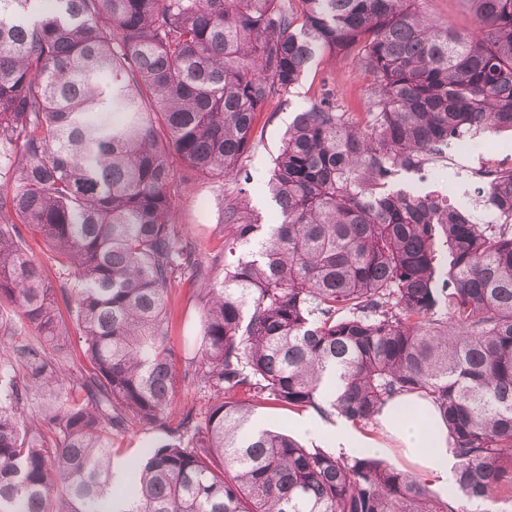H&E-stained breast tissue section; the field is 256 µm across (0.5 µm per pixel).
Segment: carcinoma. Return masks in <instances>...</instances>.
Here are the masks:
<instances>
[{
    "label": "carcinoma",
    "mask_w": 512,
    "mask_h": 512,
    "mask_svg": "<svg viewBox=\"0 0 512 512\" xmlns=\"http://www.w3.org/2000/svg\"><path fill=\"white\" fill-rule=\"evenodd\" d=\"M424 0H0V512H512V167L468 206L392 188L472 139L512 131V0H467L476 28ZM354 53L356 116L331 94L296 114L268 193L247 206L256 119L320 57ZM232 182L211 267L172 221L174 161ZM74 287L45 283L22 232ZM203 283L176 367L168 290ZM64 303L82 368L67 364ZM375 426L430 403L459 463L448 499L377 454L338 458L258 410ZM172 437L114 487L115 440ZM186 402L194 404L199 417L204 416L210 406L209 393L199 387H185L181 385L178 387L176 403L178 406Z\"/></svg>",
    "instance_id": "1"
}]
</instances>
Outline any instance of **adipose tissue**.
Here are the masks:
<instances>
[{
  "label": "adipose tissue",
  "mask_w": 512,
  "mask_h": 512,
  "mask_svg": "<svg viewBox=\"0 0 512 512\" xmlns=\"http://www.w3.org/2000/svg\"><path fill=\"white\" fill-rule=\"evenodd\" d=\"M327 434L336 447L349 453H378L390 443L402 448L406 457L418 463L432 486L443 493L458 463L443 421L431 405L412 396H399L388 404L379 417L378 436H367L342 419Z\"/></svg>",
  "instance_id": "1"
}]
</instances>
